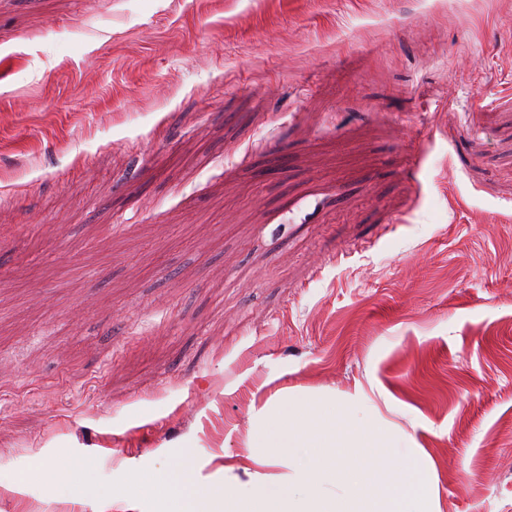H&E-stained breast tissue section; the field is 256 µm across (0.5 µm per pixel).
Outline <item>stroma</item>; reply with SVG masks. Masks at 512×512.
I'll return each instance as SVG.
<instances>
[{
    "instance_id": "35a3bbf8",
    "label": "stroma",
    "mask_w": 512,
    "mask_h": 512,
    "mask_svg": "<svg viewBox=\"0 0 512 512\" xmlns=\"http://www.w3.org/2000/svg\"><path fill=\"white\" fill-rule=\"evenodd\" d=\"M359 384L512 512V0H0V512Z\"/></svg>"
}]
</instances>
